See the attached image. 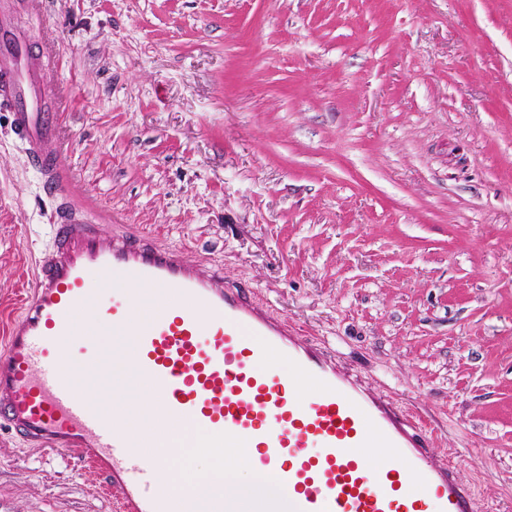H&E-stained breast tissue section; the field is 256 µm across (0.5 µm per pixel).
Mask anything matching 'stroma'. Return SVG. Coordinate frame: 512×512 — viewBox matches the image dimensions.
<instances>
[{
  "mask_svg": "<svg viewBox=\"0 0 512 512\" xmlns=\"http://www.w3.org/2000/svg\"><path fill=\"white\" fill-rule=\"evenodd\" d=\"M0 0L55 33L54 196L0 112V351L60 205L224 279L512 512V0ZM0 512H119L0 425Z\"/></svg>",
  "mask_w": 512,
  "mask_h": 512,
  "instance_id": "1",
  "label": "stroma"
}]
</instances>
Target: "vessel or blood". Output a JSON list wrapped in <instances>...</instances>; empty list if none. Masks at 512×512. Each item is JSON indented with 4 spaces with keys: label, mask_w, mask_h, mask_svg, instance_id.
Returning a JSON list of instances; mask_svg holds the SVG:
<instances>
[{
    "label": "vessel or blood",
    "mask_w": 512,
    "mask_h": 512,
    "mask_svg": "<svg viewBox=\"0 0 512 512\" xmlns=\"http://www.w3.org/2000/svg\"><path fill=\"white\" fill-rule=\"evenodd\" d=\"M55 65L54 47L33 56L0 14V110L52 193L65 185L53 154L58 124L43 108ZM115 273L125 287L99 325L134 336L130 373L157 389L169 419L243 439L251 466L281 483L296 512H477L455 466L435 459L416 412L368 390L330 351L225 282L222 268L126 232L102 242L88 216L65 209L0 352V420L32 447L93 464L121 492V512H167L160 474L126 421L62 372L90 275L105 285ZM145 287L161 303L152 322L138 312ZM169 288L177 301H167Z\"/></svg>",
    "instance_id": "obj_1"
}]
</instances>
